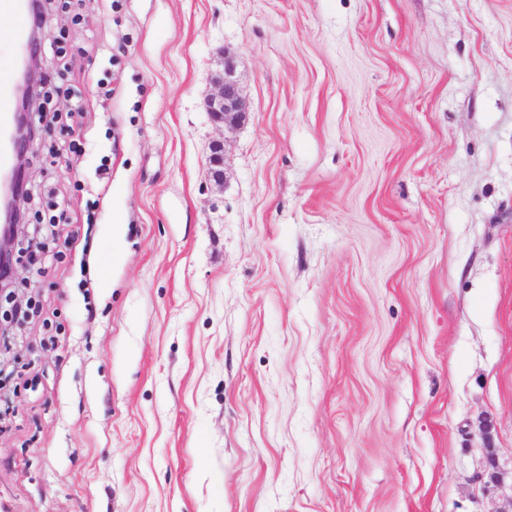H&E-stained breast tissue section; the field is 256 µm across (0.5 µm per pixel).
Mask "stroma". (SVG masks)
<instances>
[{
  "label": "stroma",
  "mask_w": 512,
  "mask_h": 512,
  "mask_svg": "<svg viewBox=\"0 0 512 512\" xmlns=\"http://www.w3.org/2000/svg\"><path fill=\"white\" fill-rule=\"evenodd\" d=\"M72 2L0 506L512 512V0ZM213 83L215 90L207 99V112L215 124L231 129L244 121L248 114L233 56L224 54L222 70L213 78Z\"/></svg>",
  "instance_id": "obj_1"
}]
</instances>
